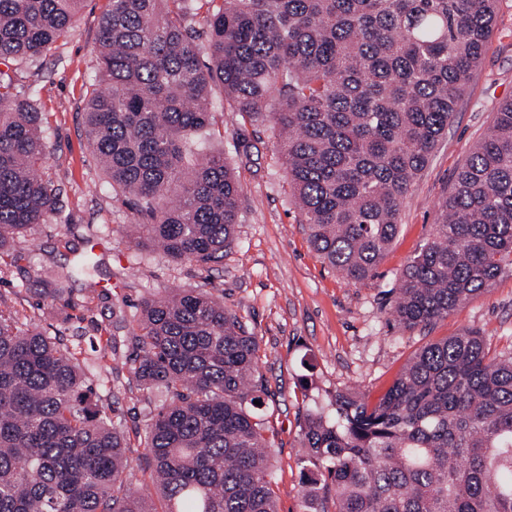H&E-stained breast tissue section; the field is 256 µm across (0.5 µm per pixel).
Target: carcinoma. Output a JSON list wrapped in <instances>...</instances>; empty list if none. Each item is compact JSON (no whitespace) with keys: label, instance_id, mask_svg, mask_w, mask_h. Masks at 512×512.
<instances>
[{"label":"carcinoma","instance_id":"1","mask_svg":"<svg viewBox=\"0 0 512 512\" xmlns=\"http://www.w3.org/2000/svg\"><path fill=\"white\" fill-rule=\"evenodd\" d=\"M86 136L110 184L134 197L138 244L203 268L234 241L241 187L211 124L212 86L278 131L293 202L313 249L349 281L374 275L402 200L448 131L490 39L497 0H109ZM84 0H0V64L33 63ZM208 29L207 54L192 37ZM44 113L0 70V268L58 212ZM512 274V99L458 168L427 243L402 271L392 313L427 326ZM73 278L42 279V309ZM131 373L161 389L141 441L165 512H277L264 436L258 341L224 299L181 289L140 303ZM59 339L0 298V512H157L127 489L132 459L96 380ZM301 440L313 477L301 512H512V355L463 329L416 352L368 403H310Z\"/></svg>","mask_w":512,"mask_h":512}]
</instances>
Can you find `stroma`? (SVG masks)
I'll return each instance as SVG.
<instances>
[{"instance_id":"1","label":"stroma","mask_w":512,"mask_h":512,"mask_svg":"<svg viewBox=\"0 0 512 512\" xmlns=\"http://www.w3.org/2000/svg\"><path fill=\"white\" fill-rule=\"evenodd\" d=\"M108 8L109 0H85L66 37L35 63L16 69L45 115L48 159L40 173L59 188L63 207L20 239L21 258L0 276V295L26 316L28 326H47L80 359L96 360L106 339L116 340L112 382L102 390L100 404L121 421L130 441L131 491L150 496L157 508L163 502L140 445L152 408L129 372L137 354L130 338L139 304L182 288H205L223 297L225 309L258 340L277 510L300 512L306 475L300 425L310 399L325 403L336 391L355 388L376 402L413 353L465 328L483 336L491 354H512L510 275L427 327L399 323L389 295L429 239L437 204L457 169L500 104L512 98V0H498L494 32L448 132L402 201L398 234L375 276L359 283L349 282L312 250L272 130L230 111L219 87L213 90L211 125L196 142L202 151L223 152L242 188L235 240L223 263L205 270L136 245L131 227L145 218L99 169L83 124L84 84L96 73L99 20ZM85 257L95 271L65 293L50 321L40 319L41 278L60 263Z\"/></svg>"}]
</instances>
